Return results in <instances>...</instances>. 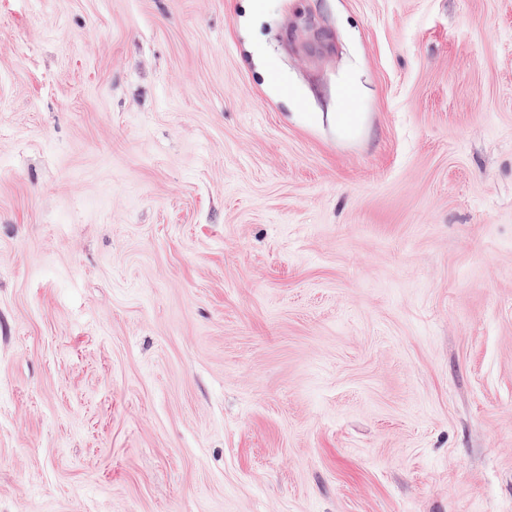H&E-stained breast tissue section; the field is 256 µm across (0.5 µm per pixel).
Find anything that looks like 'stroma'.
Masks as SVG:
<instances>
[{
  "instance_id": "35a3bbf8",
  "label": "stroma",
  "mask_w": 512,
  "mask_h": 512,
  "mask_svg": "<svg viewBox=\"0 0 512 512\" xmlns=\"http://www.w3.org/2000/svg\"><path fill=\"white\" fill-rule=\"evenodd\" d=\"M0 512H512V0H0Z\"/></svg>"
}]
</instances>
